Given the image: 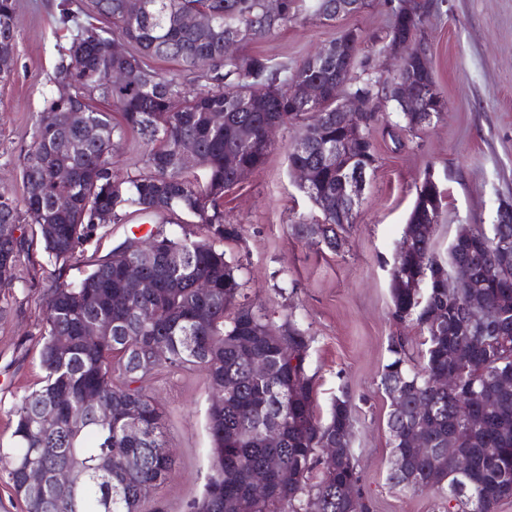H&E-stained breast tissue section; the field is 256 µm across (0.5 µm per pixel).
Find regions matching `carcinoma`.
Returning <instances> with one entry per match:
<instances>
[{
    "label": "carcinoma",
    "mask_w": 512,
    "mask_h": 512,
    "mask_svg": "<svg viewBox=\"0 0 512 512\" xmlns=\"http://www.w3.org/2000/svg\"><path fill=\"white\" fill-rule=\"evenodd\" d=\"M124 0H85V8L112 22V30L78 28L57 66L56 81L76 87V99L45 98L32 142L20 155L25 192L17 199L0 192V291L21 281L26 254L20 213L40 239L47 263L60 269L84 263L88 270L73 282L60 281L45 300L41 331L40 386L26 392L9 410L11 447L0 448L3 474L26 512H142L153 490L166 478L173 457L164 435L163 415L155 399L138 382L163 368L204 371L211 391L208 430L211 461L202 493L189 512H370L358 492L354 463L352 405L336 398L325 420L314 413L312 377L306 362L311 337L292 318L282 324L243 301L244 284L221 245L241 237L238 224L224 223V192L236 185L235 170L225 163L233 154L255 171L266 162L273 142L267 127L298 122L302 132L288 146L290 166L311 168L306 196L322 213L319 224H296L295 234L314 238L338 251L353 217L338 212L348 194L354 164L377 163L368 134L349 148L340 163H325L321 151L336 145L343 133L336 126L330 99L302 104L298 89L315 77L336 89L341 84L375 96L392 93L400 78L360 80L354 62L341 71L332 65L310 75L311 59L294 68L263 55L226 59L224 36L241 42L273 36L302 14L330 21L335 0H281L275 16L264 0H144L133 16ZM431 4L417 12L395 9L388 41L427 21ZM206 13L212 26L191 28L187 15ZM17 38L15 0H0V75L11 71ZM132 49L108 56L109 41ZM175 62L179 68L156 70L148 59ZM125 70L130 79L114 87L110 71ZM100 101L121 113L93 105ZM223 115L222 121L214 115ZM96 125L102 137L86 141L83 126ZM249 127V143L238 131ZM139 136L146 173L122 179L112 174V155L126 132ZM196 145L204 180L186 168L179 146ZM74 170L61 185L54 173ZM66 196L65 209L55 207ZM443 199L422 182L405 224V247L395 251L390 272L392 316L416 325L424 336L423 366L407 367L406 341L391 340L393 360L385 366L381 386L391 399L387 426L392 459L389 480L410 492L444 491L455 508L448 512H496L512 499V385L501 383L512 370V266L499 268L491 244L479 253L469 235L484 229L462 224L448 258L434 248L435 227L420 220L441 214ZM183 213L202 232L164 233L149 237L151 246L129 256L107 254L84 258V245L105 225V214L117 224L138 214ZM142 265L157 290L131 297L123 288L124 266ZM457 268L463 279L456 288L439 286L442 269ZM208 289L203 296L200 288ZM100 321L111 332L97 344L84 342L87 325ZM66 336L70 345H60ZM251 343L243 348L242 340ZM167 349L157 355L152 344ZM471 359L458 382L445 388L439 374L461 352ZM267 360L259 375L253 358ZM95 395L112 408V420L98 421L85 397ZM483 395L480 415L471 419L473 396ZM139 426L136 436L126 428ZM275 425L276 436L266 433ZM420 429L434 452L422 455L408 434ZM460 431L459 455L448 458V437ZM323 448L334 449V467L321 465ZM51 475L68 468L79 476L73 487H48L40 497L25 486L27 469ZM321 469L319 481L310 474ZM267 475L269 493H251L253 473Z\"/></svg>",
    "instance_id": "obj_1"
}]
</instances>
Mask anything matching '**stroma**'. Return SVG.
Wrapping results in <instances>:
<instances>
[{
  "label": "stroma",
  "instance_id": "35a3bbf8",
  "mask_svg": "<svg viewBox=\"0 0 512 512\" xmlns=\"http://www.w3.org/2000/svg\"><path fill=\"white\" fill-rule=\"evenodd\" d=\"M58 0H18L19 32L14 65L0 79V189L22 197L19 156L30 144L48 93L59 90L55 68L74 26L58 21ZM391 0H370L362 13L333 22L291 24L274 36L241 44L240 53H262L299 64L320 45L349 28L359 29V58H370L377 74L390 77L382 47L391 24ZM430 60L436 87L446 102L443 115L394 146L384 130L400 115L385 108V124L369 131L377 168L355 208L346 243L336 253L297 239L296 224L321 222L322 214L299 189L288 168V145L298 127L282 130L265 165L224 195V217L242 227V237L224 242L237 264L248 300L276 322L293 316L311 338L307 363L316 394V413L326 416L332 400L349 395L353 404L351 446L361 475L360 490L370 512H447L442 491L410 493L389 480L390 400L381 375L392 355L393 337L407 340L409 367L423 362L422 341L411 323L391 314L390 269L412 209L416 188L432 177L444 193L434 243L446 255L462 224L490 228L502 203L512 202V0H433L417 36ZM175 225L135 215L110 225L85 246L106 255L129 238ZM83 265H49L33 242L22 280L0 294V446L9 447L8 412L42 375L39 366L44 298L55 282L82 277ZM163 413L175 464L153 493L157 512H186L203 489L209 471L208 384L197 370L155 373L143 383Z\"/></svg>",
  "mask_w": 512,
  "mask_h": 512
}]
</instances>
